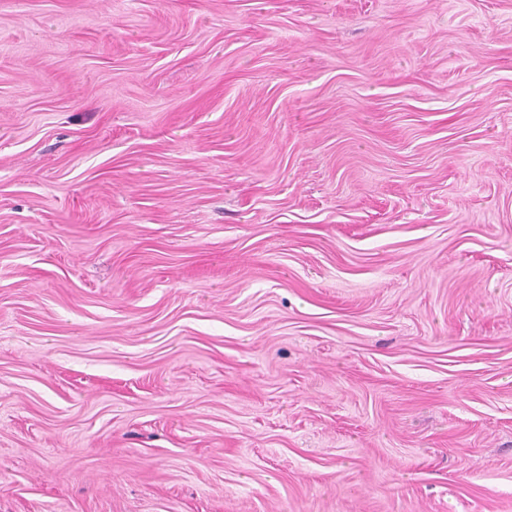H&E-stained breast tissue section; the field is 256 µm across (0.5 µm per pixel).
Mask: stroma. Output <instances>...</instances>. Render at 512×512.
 <instances>
[{"mask_svg":"<svg viewBox=\"0 0 512 512\" xmlns=\"http://www.w3.org/2000/svg\"><path fill=\"white\" fill-rule=\"evenodd\" d=\"M0 512H512V0H0Z\"/></svg>","mask_w":512,"mask_h":512,"instance_id":"obj_1","label":"stroma"}]
</instances>
